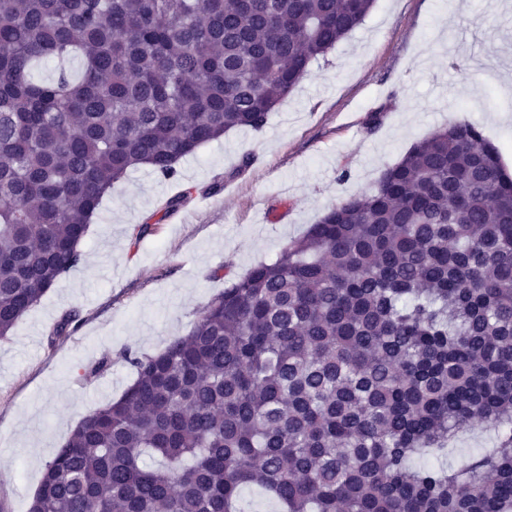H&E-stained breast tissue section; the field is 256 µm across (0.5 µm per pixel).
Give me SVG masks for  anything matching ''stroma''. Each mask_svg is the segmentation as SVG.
Wrapping results in <instances>:
<instances>
[{"label":"stroma","instance_id":"35a3bbf8","mask_svg":"<svg viewBox=\"0 0 512 512\" xmlns=\"http://www.w3.org/2000/svg\"><path fill=\"white\" fill-rule=\"evenodd\" d=\"M509 73L512 0H376L262 130L204 145L180 160L174 181L130 171L103 199L80 263L0 341V512H29L75 425L133 382L125 350L154 353L187 335L213 295L368 191L414 142L469 122L512 170ZM187 188L164 216L167 198ZM143 223L151 230L132 248ZM68 312L73 330L53 335Z\"/></svg>","mask_w":512,"mask_h":512}]
</instances>
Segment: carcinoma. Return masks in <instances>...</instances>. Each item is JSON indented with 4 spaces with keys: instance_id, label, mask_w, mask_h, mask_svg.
<instances>
[{
    "instance_id": "1",
    "label": "carcinoma",
    "mask_w": 512,
    "mask_h": 512,
    "mask_svg": "<svg viewBox=\"0 0 512 512\" xmlns=\"http://www.w3.org/2000/svg\"><path fill=\"white\" fill-rule=\"evenodd\" d=\"M375 0H0V340L80 261L132 169L260 131ZM73 56L83 69L73 74ZM59 63L49 82L42 62ZM30 512H512V178L450 122L214 295L124 352ZM484 424L461 466L417 464ZM239 506L243 512H277L276 504L254 487L242 491Z\"/></svg>"
}]
</instances>
